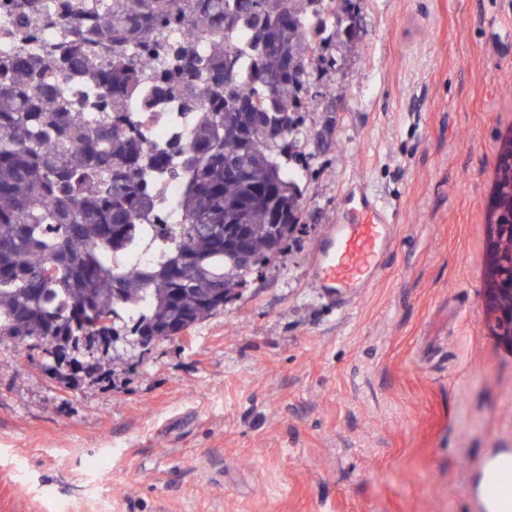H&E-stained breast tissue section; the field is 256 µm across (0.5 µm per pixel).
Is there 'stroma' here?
<instances>
[{
    "instance_id": "stroma-1",
    "label": "stroma",
    "mask_w": 512,
    "mask_h": 512,
    "mask_svg": "<svg viewBox=\"0 0 512 512\" xmlns=\"http://www.w3.org/2000/svg\"><path fill=\"white\" fill-rule=\"evenodd\" d=\"M287 249L184 339L47 369L0 336V512H483L512 450V349L481 304L512 0H337ZM362 186L393 212L383 275L338 307L318 243Z\"/></svg>"
}]
</instances>
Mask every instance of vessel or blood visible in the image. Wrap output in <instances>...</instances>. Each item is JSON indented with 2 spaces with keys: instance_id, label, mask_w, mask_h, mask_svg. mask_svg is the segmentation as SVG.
<instances>
[{
  "instance_id": "vessel-or-blood-1",
  "label": "vessel or blood",
  "mask_w": 512,
  "mask_h": 512,
  "mask_svg": "<svg viewBox=\"0 0 512 512\" xmlns=\"http://www.w3.org/2000/svg\"><path fill=\"white\" fill-rule=\"evenodd\" d=\"M391 215L363 190L350 191L339 224L323 235L313 284L329 301L347 303L378 278L381 257L392 244Z\"/></svg>"
}]
</instances>
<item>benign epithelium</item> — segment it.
<instances>
[{
	"label": "benign epithelium",
	"mask_w": 512,
	"mask_h": 512,
	"mask_svg": "<svg viewBox=\"0 0 512 512\" xmlns=\"http://www.w3.org/2000/svg\"><path fill=\"white\" fill-rule=\"evenodd\" d=\"M509 135L498 138L495 167L497 174L512 175V145L502 151ZM497 196H491L486 211L490 222L485 252V274L482 285L483 315L485 324L492 336L504 346L512 347V272H505L499 252L502 230L512 231V224L503 225L496 208Z\"/></svg>",
	"instance_id": "obj_1"
}]
</instances>
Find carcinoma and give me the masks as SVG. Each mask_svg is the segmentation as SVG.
Masks as SVG:
<instances>
[{"mask_svg":"<svg viewBox=\"0 0 512 512\" xmlns=\"http://www.w3.org/2000/svg\"><path fill=\"white\" fill-rule=\"evenodd\" d=\"M67 6L63 43H31L47 0L0 16V336L56 363L111 336L180 338L285 249L314 76L354 36L335 0ZM158 106L186 128L164 148L145 134ZM498 197L508 213L506 176ZM210 224L244 225L246 255Z\"/></svg>","mask_w":512,"mask_h":512,"instance_id":"obj_1","label":"carcinoma"}]
</instances>
